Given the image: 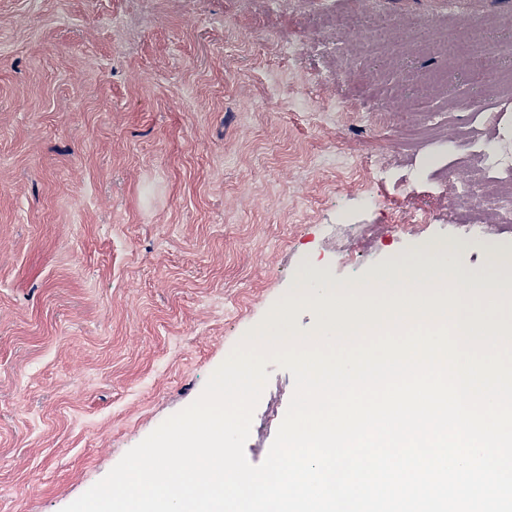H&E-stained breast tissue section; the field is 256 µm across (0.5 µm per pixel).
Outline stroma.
Instances as JSON below:
<instances>
[{"mask_svg": "<svg viewBox=\"0 0 512 512\" xmlns=\"http://www.w3.org/2000/svg\"><path fill=\"white\" fill-rule=\"evenodd\" d=\"M360 7L0 0V512H62L200 396L307 262L363 287L457 240L451 141L512 70V0H376L401 35L378 43ZM462 21L486 30L480 65L416 96ZM418 208L431 221L401 228ZM492 252L512 257V223L455 262L484 273ZM266 371L254 465L294 390Z\"/></svg>", "mask_w": 512, "mask_h": 512, "instance_id": "35a3bbf8", "label": "stroma"}]
</instances>
